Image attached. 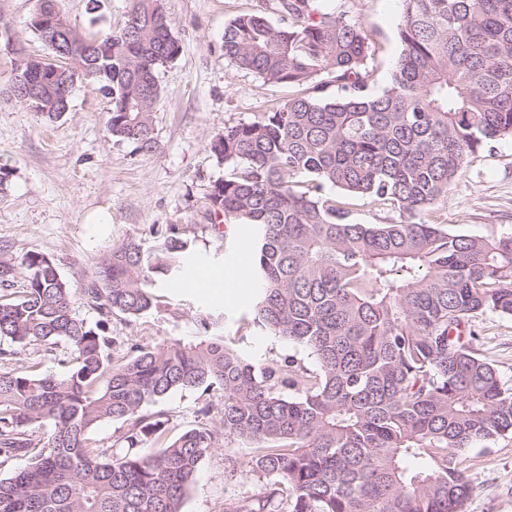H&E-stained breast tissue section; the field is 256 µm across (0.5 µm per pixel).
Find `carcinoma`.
Masks as SVG:
<instances>
[{"label": "carcinoma", "instance_id": "cac0c4a2", "mask_svg": "<svg viewBox=\"0 0 512 512\" xmlns=\"http://www.w3.org/2000/svg\"><path fill=\"white\" fill-rule=\"evenodd\" d=\"M403 2L402 51L379 94L366 34L318 0H277L283 27L253 14L224 28L225 57L301 93L212 140L233 169L212 187L210 220L259 228L255 323L317 370L293 356L252 362L224 339L219 311L200 316L191 342L115 360L55 263L29 253V286L0 303V341L63 343L66 370L0 371V467L24 461L0 477V512H183L201 461L232 438L255 448L262 487L224 512H462L473 485L461 453L512 434V386L461 333L476 314L512 316V233L415 218L448 195L468 155L512 138V0ZM132 18L131 32H70L112 102L110 133L151 151L157 70L181 45L162 0H133ZM40 63L38 112L57 119L73 72L57 51ZM326 76L341 95L322 96ZM356 199L400 220L360 224ZM192 248L176 225L113 248L83 288L88 307L106 319L157 309L156 276L180 279ZM190 388L223 392L218 422L155 447L167 420L145 407ZM111 420L126 426L122 446H92Z\"/></svg>", "mask_w": 512, "mask_h": 512}]
</instances>
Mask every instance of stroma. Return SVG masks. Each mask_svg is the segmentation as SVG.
Listing matches in <instances>:
<instances>
[{
  "mask_svg": "<svg viewBox=\"0 0 512 512\" xmlns=\"http://www.w3.org/2000/svg\"><path fill=\"white\" fill-rule=\"evenodd\" d=\"M277 0H164L178 57L157 73L161 93L151 117L157 147L136 144L108 132L112 107L97 85L75 86L68 112L48 121L11 101L15 49L45 57L51 48L30 28L39 0H0V166L10 186L0 198V258L15 263L10 281L0 282V303L28 286L24 256L42 253L56 264L72 289V305L89 323L112 337L113 357L126 356L136 344L162 346L199 333L198 315L206 308L224 313V336L251 360L288 355L315 369L302 347L261 330L253 323L255 290L242 289L234 307H225L216 286L226 274L248 275L253 231L226 226L215 234L206 214L209 194L229 166L211 151V141L225 128L259 119L291 98V87L272 84L240 69L224 56V28L244 14H260L279 24ZM132 0H56L57 9L80 32L116 33L125 25ZM369 35L374 52L367 60L369 89L382 92L390 83L402 45L398 30L402 0H332ZM423 219L450 232L491 237L512 232V140L489 144L470 156L458 179ZM176 225L194 241V262L212 274L211 286L188 288L160 282L158 310L135 319L99 321L85 304L81 289L113 247L130 240L150 243L154 232ZM468 330L479 336L480 355L512 383V317L491 312L471 317ZM64 348L46 351L15 347L0 367L19 369L38 363L44 373H60ZM220 408V391L177 390L155 404L168 432L177 435L200 425L202 404ZM252 451L229 442L202 460L183 512H224L231 497L257 494L259 482L249 470ZM461 458L474 492L465 512H512V436L479 443Z\"/></svg>",
  "mask_w": 512,
  "mask_h": 512,
  "instance_id": "stroma-1",
  "label": "stroma"
}]
</instances>
